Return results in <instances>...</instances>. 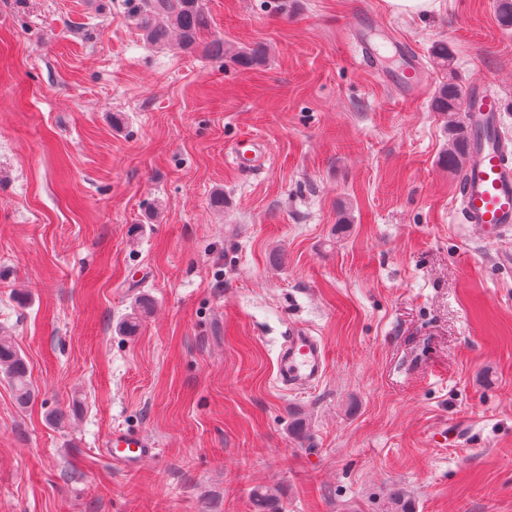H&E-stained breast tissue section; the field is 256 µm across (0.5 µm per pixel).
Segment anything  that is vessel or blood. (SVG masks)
Segmentation results:
<instances>
[{
  "mask_svg": "<svg viewBox=\"0 0 512 512\" xmlns=\"http://www.w3.org/2000/svg\"><path fill=\"white\" fill-rule=\"evenodd\" d=\"M404 67L394 80L400 93L414 97L428 77L404 54ZM483 77L465 92L463 109L472 130L469 158L460 188L458 213L463 223L483 237L498 238L512 231V149L500 131V100ZM238 168H261L264 155L258 145L238 142L233 148ZM277 379L292 390L318 383L325 371V353L320 340L303 327L293 326L277 356ZM107 456L126 471H137L155 453L153 441L137 432L116 431L104 444Z\"/></svg>",
  "mask_w": 512,
  "mask_h": 512,
  "instance_id": "vessel-or-blood-1",
  "label": "vessel or blood"
}]
</instances>
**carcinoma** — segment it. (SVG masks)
Instances as JSON below:
<instances>
[{
  "instance_id": "cac0c4a2",
  "label": "carcinoma",
  "mask_w": 512,
  "mask_h": 512,
  "mask_svg": "<svg viewBox=\"0 0 512 512\" xmlns=\"http://www.w3.org/2000/svg\"><path fill=\"white\" fill-rule=\"evenodd\" d=\"M139 28L144 39L162 46L170 33L178 36L179 46L184 51H193L198 40L209 25L208 18L199 6L198 0H140L137 4ZM211 57H228L242 70H253L265 63L266 52L260 46L252 48L224 47V42L214 40L206 47ZM432 57L447 69L453 61L448 43L440 41L431 47ZM431 111L441 115H455L462 111V88L450 77L438 86L430 100ZM470 129L466 122L450 120L448 124V149L441 162L448 169L461 172L470 143ZM0 372L5 375L14 391L18 404H27L34 396V389L28 380V366L17 349L12 337L0 336ZM254 512H278L277 499L267 488H256L251 493Z\"/></svg>"
}]
</instances>
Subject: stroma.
Returning a JSON list of instances; mask_svg holds the SVG:
<instances>
[{
  "label": "stroma",
  "mask_w": 512,
  "mask_h": 512,
  "mask_svg": "<svg viewBox=\"0 0 512 512\" xmlns=\"http://www.w3.org/2000/svg\"><path fill=\"white\" fill-rule=\"evenodd\" d=\"M495 2L200 0L187 53L134 0H0V333L35 389L19 406L0 374V512H253L257 486L280 512H512V233L459 223L429 108L448 74L491 78L512 141ZM360 27L408 47L418 97L360 61ZM243 137L263 168L234 166ZM292 324L325 350L304 390L276 379ZM116 430L156 442L139 471L104 454ZM390 8L400 14L417 16L429 13L435 6V0H386ZM209 56L215 58L229 57L230 60L242 70H253L265 63L266 52L265 49L260 46H254L252 48H237L235 50L231 48L224 49V41L214 40L205 50Z\"/></svg>",
  "instance_id": "1"
}]
</instances>
